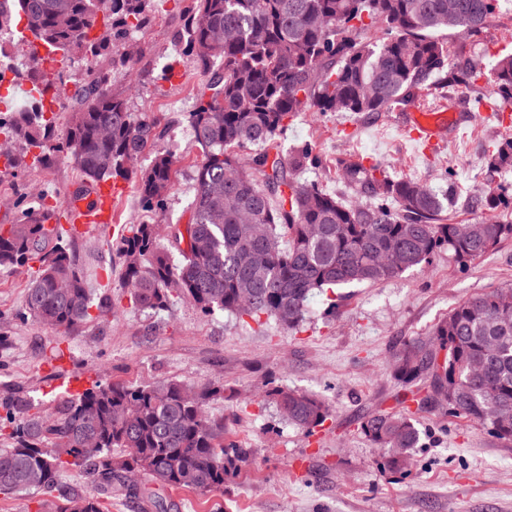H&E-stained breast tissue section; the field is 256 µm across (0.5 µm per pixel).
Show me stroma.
<instances>
[{"label": "stroma", "instance_id": "1", "mask_svg": "<svg viewBox=\"0 0 512 512\" xmlns=\"http://www.w3.org/2000/svg\"><path fill=\"white\" fill-rule=\"evenodd\" d=\"M500 4L481 35L450 37L451 51L479 56L488 66L512 51V0ZM136 37L142 53L132 73L113 75L112 89L134 113L155 121L160 144L177 159L174 188L164 211L153 214L142 209L136 180H128L114 203V225L70 239V252L97 302L120 291L114 276L120 265L111 248L119 226L188 222L201 155L186 115L208 74L189 61L181 65L179 81L160 78L187 42L178 0H160ZM480 86L490 105L477 112L462 88L451 85L419 89L387 112L301 114L277 137L278 151L288 156L311 147L317 163L295 171V178L348 201L371 200L342 179V167L352 163L373 169L379 179L415 178L439 194L455 188L448 215L472 224L484 217L469 202L474 190L512 185V171L489 170L485 160L492 141L512 138V108L495 112L502 102L495 83L485 79ZM417 110L454 112L460 119L449 135L422 144L408 128V115ZM81 183L79 171L64 159L0 176V225L16 219L18 204L37 205L39 192L61 200ZM26 287V276L0 271V333L10 338L0 347V395L26 391L46 401L66 395L67 385L57 382L61 373L84 389L96 381L223 384L224 395L210 401L209 413L223 421L226 439L249 448L250 455L223 493L164 491L169 512H512V441L425 408L417 414L421 445L403 475L383 467L380 451L359 430L368 415L402 409L404 399L424 395L425 384L407 387L391 373L389 364L405 342L428 339L463 299L512 287V239L463 269L442 253L388 281L344 288L338 299L318 294L299 332L272 319L259 326L225 313L206 316L187 302L156 312L120 311L68 334L56 370L49 361L52 333L13 319ZM269 383L317 394L332 416L311 434L295 428L265 396Z\"/></svg>", "mask_w": 512, "mask_h": 512}]
</instances>
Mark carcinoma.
Wrapping results in <instances>:
<instances>
[{
    "label": "carcinoma",
    "instance_id": "1",
    "mask_svg": "<svg viewBox=\"0 0 512 512\" xmlns=\"http://www.w3.org/2000/svg\"><path fill=\"white\" fill-rule=\"evenodd\" d=\"M0 29L20 8L25 27L67 60L88 68L75 86L66 129L32 99L31 112L0 115V133L19 143L4 173L72 162L83 181L127 180L125 155L155 152L137 174L143 207L161 211L173 185L175 158L158 148L155 124L131 112L112 92V75L129 72L135 57L123 52L128 35L149 21L152 0H0ZM499 0H189L188 56L211 73L194 111L187 113L202 158L193 175L188 224L170 230L174 262L159 243L156 224H129L116 238L122 267L119 299L137 311H161L176 300L202 314L224 312L262 324L273 318L295 330L316 293L376 284L446 252L458 265L512 239V222L497 212L512 208V194L488 189L471 205L491 215L476 224L447 216L453 191L440 196L413 178L377 180L361 164L344 168L350 186H361L370 204L346 203L315 183L287 175V162L268 144L301 112L349 115L387 112L432 82L471 92L485 104L479 81L485 71L464 53L452 57L448 36H477L496 16ZM230 27L232 41L211 46ZM491 77L512 101V54L497 58ZM70 82L64 70L38 85L59 100ZM32 162H26L27 155ZM495 171L512 169V138L487 153ZM54 205L28 207L14 223L0 225V270H24L29 285L16 320L56 330L58 337L117 308L94 305L91 290L69 252L72 230L48 225ZM395 248L401 263L385 262ZM254 251L265 265L251 263ZM504 289L459 302L427 342L405 344L391 371L401 383H429L417 408L434 407L450 419H466L494 437L512 441V308ZM98 314L92 315L91 310ZM224 386H192L168 379L152 384L101 383L47 404L27 393L0 395V496L28 495L36 512H103V501L122 490L139 499L142 512H166L157 489L198 496L224 492L249 449L224 442V424L208 405ZM289 424L314 432L331 416L317 395L277 387L268 392ZM384 465L406 473L420 430L414 412H377L360 425ZM100 447L87 450L86 437ZM78 470L83 485L62 475Z\"/></svg>",
    "mask_w": 512,
    "mask_h": 512
}]
</instances>
